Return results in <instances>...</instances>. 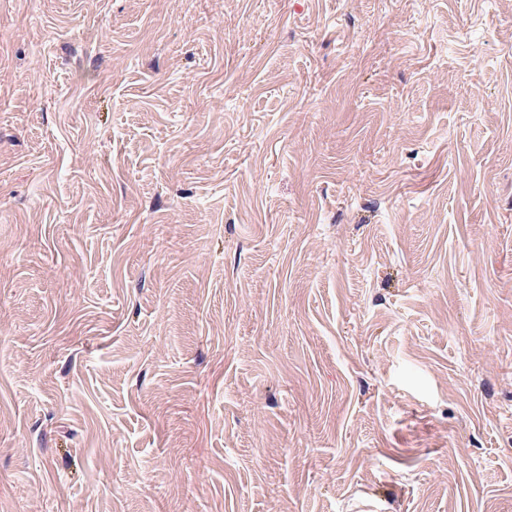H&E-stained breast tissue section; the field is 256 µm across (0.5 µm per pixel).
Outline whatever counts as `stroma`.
I'll use <instances>...</instances> for the list:
<instances>
[{
    "mask_svg": "<svg viewBox=\"0 0 512 512\" xmlns=\"http://www.w3.org/2000/svg\"><path fill=\"white\" fill-rule=\"evenodd\" d=\"M512 512V0H0V512Z\"/></svg>",
    "mask_w": 512,
    "mask_h": 512,
    "instance_id": "stroma-1",
    "label": "stroma"
}]
</instances>
